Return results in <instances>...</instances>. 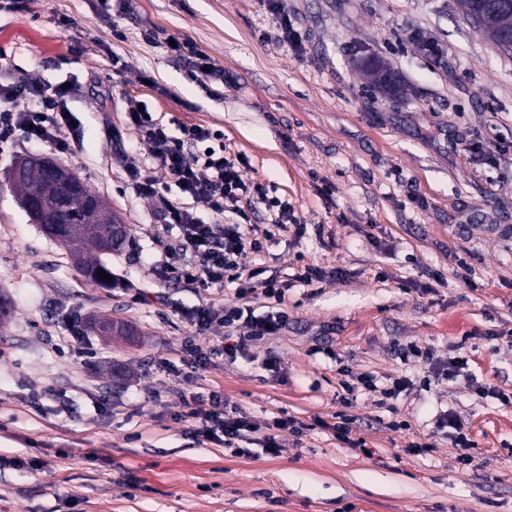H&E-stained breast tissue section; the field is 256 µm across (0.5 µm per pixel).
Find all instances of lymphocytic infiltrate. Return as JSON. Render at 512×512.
<instances>
[{"label": "lymphocytic infiltrate", "mask_w": 512, "mask_h": 512, "mask_svg": "<svg viewBox=\"0 0 512 512\" xmlns=\"http://www.w3.org/2000/svg\"><path fill=\"white\" fill-rule=\"evenodd\" d=\"M66 91L61 86L33 83L0 88V142L19 134L24 138L47 143L66 153L71 149L64 138L70 115L65 108ZM128 118L150 147L151 156L167 171L185 196L206 202L221 212L241 202L248 193L234 159L223 151L198 154L197 147L212 137L209 129L198 126L185 130L183 137L169 135L167 128L150 112L132 107ZM160 222L163 229H177L178 253L189 256V263L171 266L175 280L208 288L224 281L238 283L241 295L255 292L284 300L283 285L275 279H259L257 271L243 269L238 259L247 251L260 250L250 228L239 223L206 224L184 203L165 201ZM194 434L204 440L233 447L254 426L240 412H228L221 392H212L209 404L192 409Z\"/></svg>", "instance_id": "1"}]
</instances>
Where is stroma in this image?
<instances>
[{
  "label": "stroma",
  "mask_w": 512,
  "mask_h": 512,
  "mask_svg": "<svg viewBox=\"0 0 512 512\" xmlns=\"http://www.w3.org/2000/svg\"><path fill=\"white\" fill-rule=\"evenodd\" d=\"M283 5L300 45L280 41L264 0H133L127 15L104 0H0V85H65L75 143L0 145V512H512V53L458 0ZM367 55L397 72V96L369 85ZM130 104L171 136H220L262 238L241 262L287 288L281 306L246 300L255 319L284 309L285 329L230 359L225 336L247 327L212 325L197 372L182 351L200 333L190 314L237 290L169 279L159 200L182 195L155 165L160 198L126 183L117 145L149 156ZM26 154L73 169L128 224L104 258L111 287L86 281L19 206L8 170ZM272 199L299 233H272ZM307 266L320 283L297 282ZM102 317L135 336L102 339ZM416 347L466 367L438 376ZM364 375L377 391L344 400ZM396 377L407 391L382 401ZM214 391L256 427L236 447L191 437L185 406ZM444 413L474 441L471 466ZM338 414L352 419L342 437ZM286 416L305 429L268 453L263 432Z\"/></svg>",
  "instance_id": "obj_1"
}]
</instances>
